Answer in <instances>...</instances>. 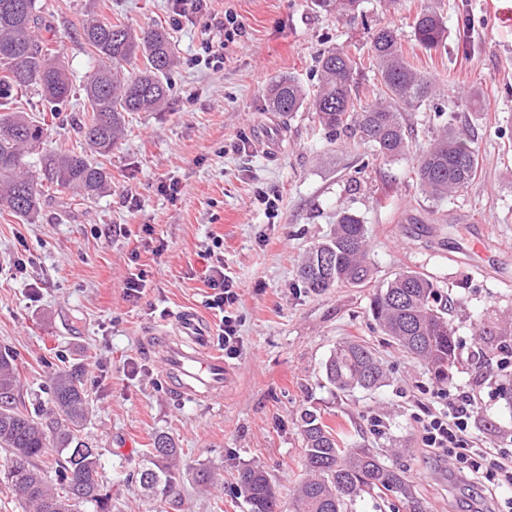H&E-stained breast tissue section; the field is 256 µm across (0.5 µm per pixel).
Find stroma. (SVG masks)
I'll return each mask as SVG.
<instances>
[{
  "label": "stroma",
  "instance_id": "1",
  "mask_svg": "<svg viewBox=\"0 0 512 512\" xmlns=\"http://www.w3.org/2000/svg\"><path fill=\"white\" fill-rule=\"evenodd\" d=\"M49 29L40 30L68 68L72 92L58 112L39 96L22 98L43 115L49 149L83 151L75 122L83 87L98 67L80 31L88 18L136 28L166 26L176 44L166 105L129 112L112 152L98 156L107 190L85 200L44 197L27 221L0 208V351L15 356L17 395L51 410V377L78 371L89 395L81 437L100 452L110 512H249L236 477L246 467L274 481L283 512L303 478L301 418L313 412L351 447L368 448L404 467L432 512H494L496 497L422 453L418 420L442 401L427 365L402 352L373 321L374 286L405 270L428 274L447 304L457 339L451 394L475 399L470 445L512 460V0H359L336 15L314 0H207L180 11L177 0H43ZM440 13L445 42L427 50L412 18L421 6ZM233 15L239 29L225 41ZM388 26L404 55L440 85L429 105L407 112L410 156L389 160L367 146L329 140L310 108L284 118L266 111L269 83L294 76L307 91L319 82L317 59L338 48L367 60L371 31ZM224 61L204 64V42ZM475 137L481 172L437 203L412 180L411 159L431 147L447 122ZM173 180L177 200L160 194ZM278 195L269 217L258 191ZM359 215L369 232L370 286L303 288L298 267L333 231L339 212ZM498 250L483 271L464 253L475 233ZM224 239V271L239 285L242 341L229 356L237 377L224 404L175 397L142 339L171 312L205 305L202 254ZM27 259L18 272L15 259ZM148 272L141 295L125 285L136 267ZM347 341L374 348L386 377L376 390L342 393L326 379L331 352ZM181 450L175 493L161 498L139 483L156 435ZM209 472V483L198 480Z\"/></svg>",
  "mask_w": 512,
  "mask_h": 512
}]
</instances>
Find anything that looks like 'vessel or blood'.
<instances>
[{
  "label": "vessel or blood",
  "instance_id": "obj_1",
  "mask_svg": "<svg viewBox=\"0 0 512 512\" xmlns=\"http://www.w3.org/2000/svg\"><path fill=\"white\" fill-rule=\"evenodd\" d=\"M142 345L156 358L172 390L180 398L223 404L224 390L234 369L211 342L209 328L200 315L181 309L169 326L152 330Z\"/></svg>",
  "mask_w": 512,
  "mask_h": 512
}]
</instances>
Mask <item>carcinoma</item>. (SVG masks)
Segmentation results:
<instances>
[{"mask_svg": "<svg viewBox=\"0 0 512 512\" xmlns=\"http://www.w3.org/2000/svg\"><path fill=\"white\" fill-rule=\"evenodd\" d=\"M326 12H353L358 0H316ZM49 27L40 0H0V205L24 219L40 209L42 182L60 192L87 199L107 188V174L84 153L41 150L44 128L36 118L15 111L14 92L34 88L49 110L68 101L72 81L68 70L38 37ZM417 42L426 49L439 46L446 27L436 11L422 7L413 20ZM82 40L99 58V67L86 83L87 119L78 130L88 145L103 154L122 134L124 114L160 108L168 90L166 76L174 64L168 32L148 26L135 32L122 24L88 19ZM371 57L385 87L372 104L358 103L355 75L358 63L348 54L329 49L318 57L321 85L312 101L321 126L339 138L352 132L385 159L410 154L405 113L430 103L437 95L430 76L406 59L393 30L383 27L371 35ZM141 61L133 71L126 65ZM267 108L290 116L306 104L302 86L291 76L268 87ZM39 153L42 176L30 171L28 157ZM479 155L472 135L454 126L441 131L431 148L412 159L417 187L434 200L467 187L478 175ZM303 287L319 294L329 288L365 287L373 279L367 255V229L356 214L343 211L332 236L310 249L299 267ZM373 318L404 352L424 360L440 383L448 380L454 364V331L438 302L437 286L425 274L409 270L377 287L371 301ZM327 380L342 392L376 390L384 370L373 348L348 342L325 363ZM56 420L48 426L42 410H29L15 395L14 357L0 351V453L5 454L4 483L22 512H109L104 493L98 449L83 445L79 433L88 414V395L74 371L52 377ZM306 477L295 487V512H355L359 499L389 491L403 500L408 512H430L412 489L406 471L388 466L369 448L354 451L344 446L339 433L314 414L302 418ZM180 449L166 435H157L150 449L151 467L140 473L148 490L176 488ZM54 468L56 483L48 481L46 465ZM240 491L250 512H282L269 476L246 468L239 477Z\"/></svg>", "mask_w": 512, "mask_h": 512, "instance_id": "cac0c4a2", "label": "carcinoma"}]
</instances>
